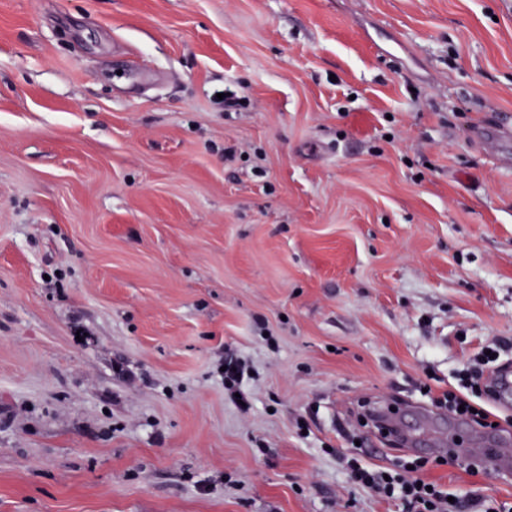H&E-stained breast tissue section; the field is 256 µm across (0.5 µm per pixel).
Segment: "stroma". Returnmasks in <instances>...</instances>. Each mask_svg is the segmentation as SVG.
Returning <instances> with one entry per match:
<instances>
[{
  "label": "stroma",
  "mask_w": 512,
  "mask_h": 512,
  "mask_svg": "<svg viewBox=\"0 0 512 512\" xmlns=\"http://www.w3.org/2000/svg\"><path fill=\"white\" fill-rule=\"evenodd\" d=\"M494 342L512 0H0V512H400L359 406Z\"/></svg>",
  "instance_id": "1"
}]
</instances>
